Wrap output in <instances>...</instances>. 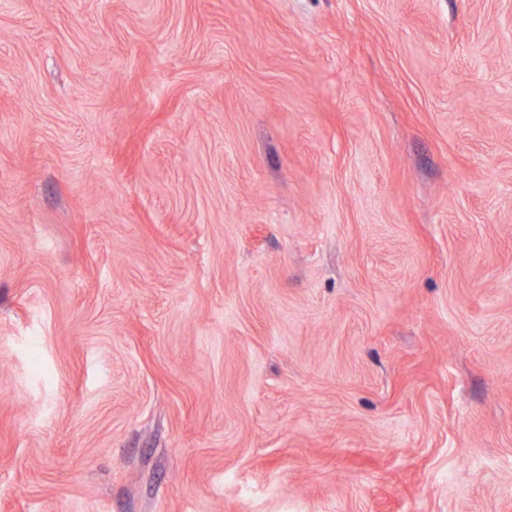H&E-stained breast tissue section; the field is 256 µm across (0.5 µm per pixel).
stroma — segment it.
Wrapping results in <instances>:
<instances>
[{"label":"stroma","instance_id":"1","mask_svg":"<svg viewBox=\"0 0 512 512\" xmlns=\"http://www.w3.org/2000/svg\"><path fill=\"white\" fill-rule=\"evenodd\" d=\"M0 512H512V0H0Z\"/></svg>","mask_w":512,"mask_h":512}]
</instances>
